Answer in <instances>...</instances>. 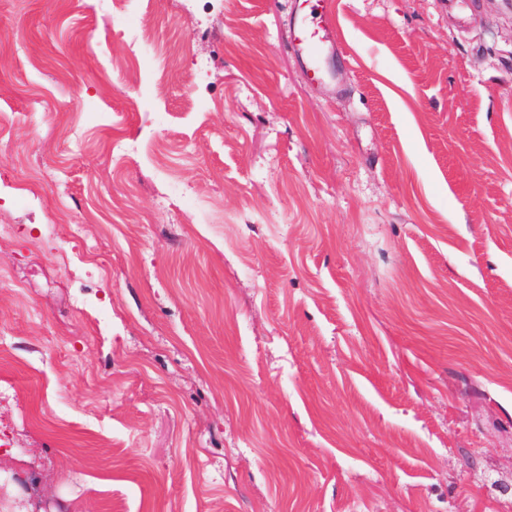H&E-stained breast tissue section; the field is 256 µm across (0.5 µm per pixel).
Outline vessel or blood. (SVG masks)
Listing matches in <instances>:
<instances>
[{"label": "vessel or blood", "instance_id": "obj_1", "mask_svg": "<svg viewBox=\"0 0 512 512\" xmlns=\"http://www.w3.org/2000/svg\"><path fill=\"white\" fill-rule=\"evenodd\" d=\"M323 3L324 0H296L288 17L289 45L308 78L328 86L336 78L331 62L342 55L343 50L339 43L329 40L319 21Z\"/></svg>", "mask_w": 512, "mask_h": 512}]
</instances>
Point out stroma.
<instances>
[{
  "label": "stroma",
  "mask_w": 512,
  "mask_h": 512,
  "mask_svg": "<svg viewBox=\"0 0 512 512\" xmlns=\"http://www.w3.org/2000/svg\"><path fill=\"white\" fill-rule=\"evenodd\" d=\"M335 2L338 95L294 0H0V484L512 512V0ZM324 2L325 0H296V6L288 17L289 45L308 78L312 82L330 86L336 80L337 73L330 61L344 51L337 40L332 42L328 39L326 30L319 21Z\"/></svg>",
  "instance_id": "obj_1"
}]
</instances>
